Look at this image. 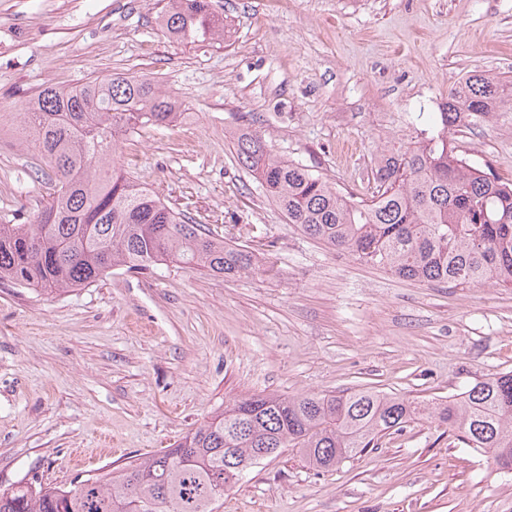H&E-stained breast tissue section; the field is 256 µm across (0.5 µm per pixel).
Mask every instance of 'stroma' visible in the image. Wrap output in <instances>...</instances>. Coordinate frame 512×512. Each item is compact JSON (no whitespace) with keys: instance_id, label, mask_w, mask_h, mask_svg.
I'll return each instance as SVG.
<instances>
[{"instance_id":"stroma-1","label":"stroma","mask_w":512,"mask_h":512,"mask_svg":"<svg viewBox=\"0 0 512 512\" xmlns=\"http://www.w3.org/2000/svg\"><path fill=\"white\" fill-rule=\"evenodd\" d=\"M160 0H0V224L54 191L20 114L43 87L111 72L178 99L175 125L120 140L119 166L253 249L258 273L178 263L62 295L0 283V491L64 484L168 447L229 400L375 387L430 405L512 371V288L431 286L290 224L237 160L273 154L369 198L377 166L435 134L450 87L512 78V0H224L226 40L167 41ZM462 157L512 180V112L461 128ZM221 512H512V473L422 417L332 471L292 450L251 468Z\"/></svg>"}]
</instances>
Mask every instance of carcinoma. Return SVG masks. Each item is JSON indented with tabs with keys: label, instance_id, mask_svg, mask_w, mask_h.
Here are the masks:
<instances>
[{
	"label": "carcinoma",
	"instance_id": "cac0c4a2",
	"mask_svg": "<svg viewBox=\"0 0 512 512\" xmlns=\"http://www.w3.org/2000/svg\"><path fill=\"white\" fill-rule=\"evenodd\" d=\"M159 25L170 41L209 44L224 35L222 0H166ZM504 107L512 111L510 79L473 74L452 85L436 134L383 158L367 200L353 201L306 166L276 157L258 131L235 136L234 150L288 223L336 252L401 279L511 288L512 182L468 162L452 138ZM20 116L55 192L31 223L0 224V281L56 293L88 287L117 266L142 272L170 261L226 277L260 269L253 251L190 223L116 165L124 136L180 116L178 102L151 80L112 73L49 85ZM424 415L512 472L509 371L435 406L373 389L251 394L163 452L105 465L67 486L21 482L0 493V512H219L225 474L241 477L263 451L291 448L311 468L330 471Z\"/></svg>",
	"mask_w": 512,
	"mask_h": 512
}]
</instances>
